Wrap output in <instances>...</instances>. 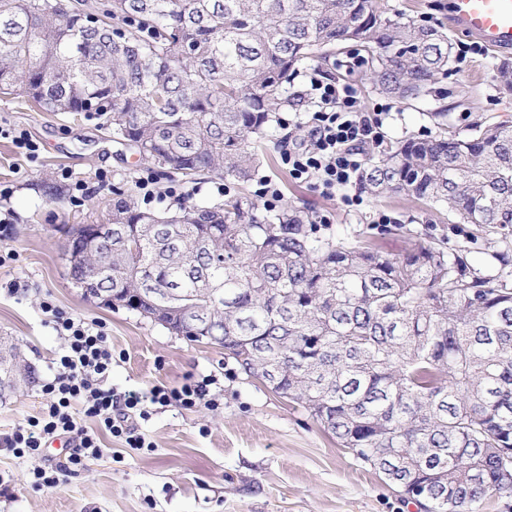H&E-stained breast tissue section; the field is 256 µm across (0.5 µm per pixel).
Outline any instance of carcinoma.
I'll list each match as a JSON object with an SVG mask.
<instances>
[{"instance_id":"cac0c4a2","label":"carcinoma","mask_w":512,"mask_h":512,"mask_svg":"<svg viewBox=\"0 0 512 512\" xmlns=\"http://www.w3.org/2000/svg\"><path fill=\"white\" fill-rule=\"evenodd\" d=\"M350 43L399 98L425 95L450 58L447 33L392 20L377 0H0V93L93 116L166 176L247 184L277 115L305 107L289 91L297 66ZM361 182L447 206L502 244L504 270L491 278L464 251L422 242L397 258L335 243L305 210L245 194L149 211L117 187L112 252L84 295L125 293L190 342L167 305L201 309L224 355L255 380L277 369L279 395L355 459L376 470L395 452L401 477L429 491H399L419 512L512 499V126L407 140L369 159ZM33 382L0 336V397Z\"/></svg>"}]
</instances>
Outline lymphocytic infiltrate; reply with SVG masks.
I'll return each instance as SVG.
<instances>
[{
	"instance_id": "obj_1",
	"label": "lymphocytic infiltrate",
	"mask_w": 512,
	"mask_h": 512,
	"mask_svg": "<svg viewBox=\"0 0 512 512\" xmlns=\"http://www.w3.org/2000/svg\"><path fill=\"white\" fill-rule=\"evenodd\" d=\"M307 95L313 108L310 136L285 151L282 162L294 179L317 178L328 191L347 186L360 175L365 148L382 149V116L389 107L383 104L375 113L365 114L355 84L324 80L313 73L308 76ZM41 310L64 341L53 361L52 376L41 384L47 402L12 433L0 436V449L34 460L28 475L37 490L57 487L62 477L78 474L100 458V433L123 439L128 448H144L146 439L132 417L148 415L139 397L118 398L109 385L112 345L102 326L64 311L48 298L42 300ZM149 402L193 409L215 408L220 400L210 392L208 380L189 379L173 388H153ZM89 420L95 430L86 428ZM61 436L73 444L68 457L48 468L39 466L46 443Z\"/></svg>"
}]
</instances>
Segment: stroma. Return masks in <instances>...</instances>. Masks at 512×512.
<instances>
[{"mask_svg":"<svg viewBox=\"0 0 512 512\" xmlns=\"http://www.w3.org/2000/svg\"><path fill=\"white\" fill-rule=\"evenodd\" d=\"M448 2L379 0V7L391 18L402 13L447 27ZM359 53L351 45L305 68L356 84L363 111L391 102L383 125L386 145L436 135L434 114L440 110L448 114L449 130L462 136L479 122L512 125V52L486 49L471 63L450 59L427 96L393 101L375 90L366 67H349L350 57ZM0 127L28 132L40 147L32 162L11 139L0 137V185L9 189L0 199V218L9 226L0 248L18 256L0 267V334L14 337L35 377L30 389L0 400V432H11L45 404L41 383L63 344L41 311L47 296L66 311L104 324L117 356L109 379L117 393L145 394L205 376L216 378L224 391L223 405L213 411L151 406L149 417L136 422L148 448L133 451L101 435L102 456L53 490L33 489L25 480L30 462L0 451V512H416L382 474L340 448L304 409L248 378L222 348L189 342L124 306L87 300L71 280L64 246L72 225L105 222L113 187L136 191L142 173H152L161 192L173 179L80 114L41 112L0 95ZM103 172L109 177L105 186L98 183ZM257 175L271 180L284 202L308 209L320 237L374 242L392 257L414 242H432L465 250L485 274L500 269L496 240L472 239L471 226L447 209L403 195L365 194L356 183L326 195L315 182H294L277 156ZM79 183L86 194L76 205L71 197ZM51 186L56 195L48 194ZM358 193L361 206L344 204V196ZM379 211L393 214L395 223L374 224ZM324 215L330 223H321ZM13 282L14 294L7 290Z\"/></svg>","mask_w":512,"mask_h":512,"instance_id":"stroma-1","label":"stroma"}]
</instances>
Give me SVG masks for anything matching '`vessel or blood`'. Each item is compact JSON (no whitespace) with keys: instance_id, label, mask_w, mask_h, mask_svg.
I'll return each mask as SVG.
<instances>
[{"instance_id":"b4317fda","label":"vessel or blood","mask_w":512,"mask_h":512,"mask_svg":"<svg viewBox=\"0 0 512 512\" xmlns=\"http://www.w3.org/2000/svg\"><path fill=\"white\" fill-rule=\"evenodd\" d=\"M449 19L487 48L512 51V0H449Z\"/></svg>"}]
</instances>
